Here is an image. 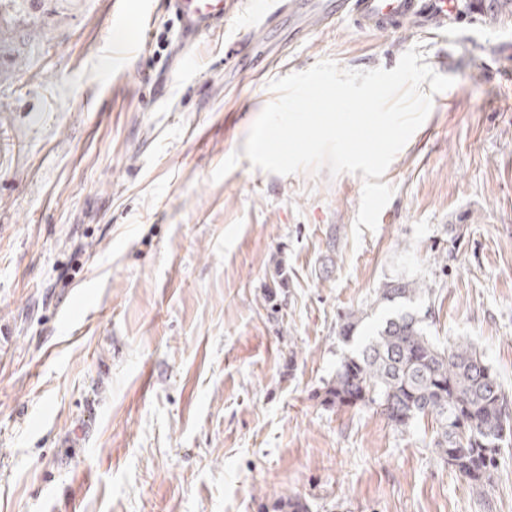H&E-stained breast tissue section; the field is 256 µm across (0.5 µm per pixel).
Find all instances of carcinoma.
Here are the masks:
<instances>
[{"mask_svg": "<svg viewBox=\"0 0 512 512\" xmlns=\"http://www.w3.org/2000/svg\"><path fill=\"white\" fill-rule=\"evenodd\" d=\"M430 291L421 280L381 289L378 301L390 314L357 353L343 358L322 402L372 406L402 428L431 420L432 451L481 495L501 454L502 431L512 428V400L470 345L440 348L428 338L424 318L407 304ZM361 321L354 312L342 317L339 340L353 341ZM272 512H310V507L293 495L274 501Z\"/></svg>", "mask_w": 512, "mask_h": 512, "instance_id": "1", "label": "carcinoma"}]
</instances>
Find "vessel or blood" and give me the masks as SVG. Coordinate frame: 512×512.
I'll return each instance as SVG.
<instances>
[{
	"label": "vessel or blood",
	"mask_w": 512,
	"mask_h": 512,
	"mask_svg": "<svg viewBox=\"0 0 512 512\" xmlns=\"http://www.w3.org/2000/svg\"><path fill=\"white\" fill-rule=\"evenodd\" d=\"M234 4L235 0H166L178 22L180 51L189 53L200 36L221 31ZM251 6L263 25L290 22L293 40L304 38L310 28L346 18L375 33L415 29L435 35L453 32L464 21L454 0H278L270 11L264 0H252Z\"/></svg>",
	"instance_id": "1"
}]
</instances>
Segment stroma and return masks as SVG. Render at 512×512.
<instances>
[{"label": "stroma", "instance_id": "stroma-1", "mask_svg": "<svg viewBox=\"0 0 512 512\" xmlns=\"http://www.w3.org/2000/svg\"><path fill=\"white\" fill-rule=\"evenodd\" d=\"M113 0H0V512H512V434L483 495L430 421L322 406L338 324L423 280L428 335L471 344L512 393V0L496 26L377 34L343 20L283 45L248 0L181 59L163 0L141 29ZM419 48L453 78L382 181L254 168L272 80L324 59L394 69Z\"/></svg>", "mask_w": 512, "mask_h": 512}]
</instances>
